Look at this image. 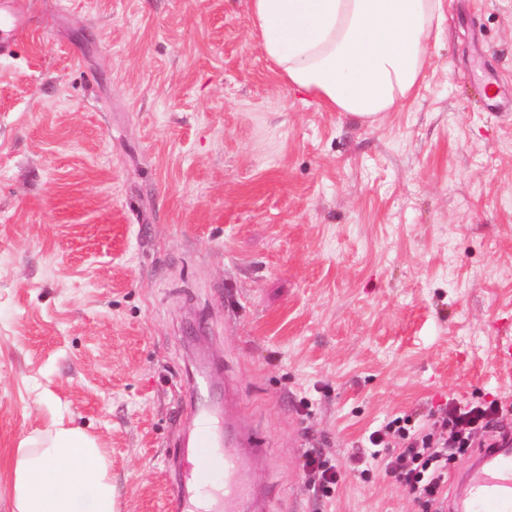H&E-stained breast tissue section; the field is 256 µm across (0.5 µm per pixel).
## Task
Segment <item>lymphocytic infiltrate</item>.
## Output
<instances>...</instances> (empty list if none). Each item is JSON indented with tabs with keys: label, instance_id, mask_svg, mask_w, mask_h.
<instances>
[{
	"label": "lymphocytic infiltrate",
	"instance_id": "lymphocytic-infiltrate-1",
	"mask_svg": "<svg viewBox=\"0 0 512 512\" xmlns=\"http://www.w3.org/2000/svg\"><path fill=\"white\" fill-rule=\"evenodd\" d=\"M503 406L498 401L453 407L438 425L414 427L410 417H395L368 437L367 453L407 487L423 512H444L448 471L471 446V436L489 430Z\"/></svg>",
	"mask_w": 512,
	"mask_h": 512
}]
</instances>
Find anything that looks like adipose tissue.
<instances>
[{
  "mask_svg": "<svg viewBox=\"0 0 512 512\" xmlns=\"http://www.w3.org/2000/svg\"><path fill=\"white\" fill-rule=\"evenodd\" d=\"M441 0H250L278 79L332 112L376 121L423 75ZM11 512H116L111 462L96 437L61 419L15 450Z\"/></svg>",
  "mask_w": 512,
  "mask_h": 512,
  "instance_id": "1",
  "label": "adipose tissue"
}]
</instances>
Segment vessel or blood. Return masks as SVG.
<instances>
[{"mask_svg": "<svg viewBox=\"0 0 512 512\" xmlns=\"http://www.w3.org/2000/svg\"><path fill=\"white\" fill-rule=\"evenodd\" d=\"M0 56L9 55L13 37L22 33L15 0H0ZM220 364L196 366L189 383L190 427L169 467L166 512H268L274 494L253 474L255 459L266 451L239 421L232 381L217 385ZM447 512H512V436L479 449L454 475Z\"/></svg>", "mask_w": 512, "mask_h": 512, "instance_id": "1", "label": "vessel or blood"}]
</instances>
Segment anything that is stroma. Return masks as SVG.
<instances>
[{"instance_id": "1", "label": "stroma", "mask_w": 512, "mask_h": 512, "mask_svg": "<svg viewBox=\"0 0 512 512\" xmlns=\"http://www.w3.org/2000/svg\"><path fill=\"white\" fill-rule=\"evenodd\" d=\"M425 78L368 125L282 84L250 0H17L0 58V512L61 417L118 512H164L196 358L236 379L274 512H422L363 455L496 400L512 432V0H443ZM321 448L344 479L304 482Z\"/></svg>"}]
</instances>
